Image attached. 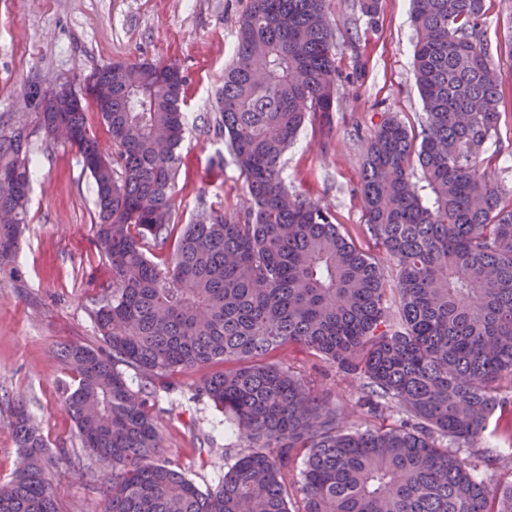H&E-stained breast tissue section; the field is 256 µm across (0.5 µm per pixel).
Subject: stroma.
Wrapping results in <instances>:
<instances>
[{"label":"stroma","instance_id":"stroma-1","mask_svg":"<svg viewBox=\"0 0 512 512\" xmlns=\"http://www.w3.org/2000/svg\"><path fill=\"white\" fill-rule=\"evenodd\" d=\"M250 0H0V128L26 123L32 132V184L26 224L13 266L0 268V483L21 455L10 408L23 397L50 448L63 456L51 473L59 512H94L99 484L76 479L72 468L98 471L64 406L72 378L55 351L64 343L103 344L93 313L112 272L92 227L95 194L79 157L38 126L40 90L70 83L112 62L172 63L185 78V135L176 179L177 216L188 223L200 202L235 214L246 184L223 137L215 108L224 68L234 57L238 21ZM377 29H368L356 0H331L336 65L356 76V96L339 98L334 112L307 122L283 158L289 189L330 205L336 224L366 253L380 248L364 223L357 192L364 144L381 121L408 128L423 120L413 77L415 35L410 0H380ZM501 127L476 160L479 170L512 187V79L503 85ZM307 385L326 392L330 406L349 412L355 428L395 425L399 408L375 415L362 392L336 365L298 344L277 354ZM213 362L170 377L171 398L152 415L165 456L201 489H216L225 464L243 445L223 414L198 388L224 371Z\"/></svg>","mask_w":512,"mask_h":512}]
</instances>
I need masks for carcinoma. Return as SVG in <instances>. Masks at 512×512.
<instances>
[{
  "mask_svg": "<svg viewBox=\"0 0 512 512\" xmlns=\"http://www.w3.org/2000/svg\"><path fill=\"white\" fill-rule=\"evenodd\" d=\"M492 2L412 0L424 120L415 132L383 119L359 187L381 259L282 176L305 122L332 111L344 88L328 0H251L239 20L217 97L218 134L247 187L234 220L203 202L174 235L185 130L176 65L94 68L112 86L109 103L82 86L41 91L38 126L49 138L68 129L95 184V243L112 270L94 312L106 347L58 350L74 381L66 410L109 470L100 512H512V482L491 491L439 442L484 435L508 408L499 381L512 380V188L476 167L500 125V59L512 62V12L504 40L487 38ZM358 8L376 27L379 0ZM30 137L24 124L0 129V266L25 222ZM384 259L399 268L398 327L383 305ZM291 343L359 383L372 410L395 403L406 420L352 429L349 414L268 361ZM215 361L239 366L206 376L202 394L246 451L204 491L164 457L148 401L169 390L170 373ZM129 370L144 379L136 390ZM10 427L23 464L0 484V512H59L49 479L59 457L20 396Z\"/></svg>",
  "mask_w": 512,
  "mask_h": 512,
  "instance_id": "1",
  "label": "carcinoma"
}]
</instances>
